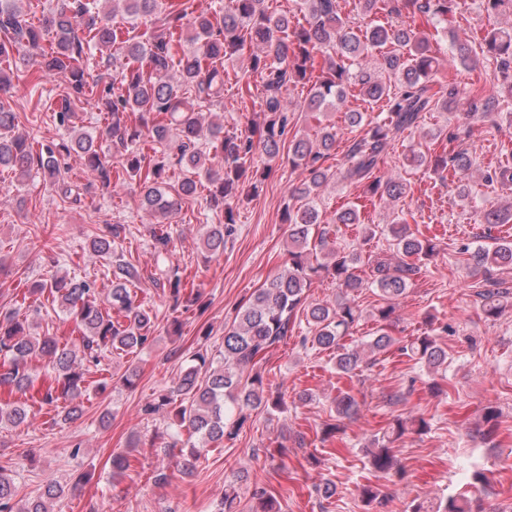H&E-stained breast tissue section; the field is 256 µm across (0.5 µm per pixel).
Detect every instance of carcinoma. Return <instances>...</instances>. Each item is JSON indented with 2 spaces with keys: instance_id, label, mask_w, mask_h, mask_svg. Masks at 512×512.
<instances>
[{
  "instance_id": "obj_1",
  "label": "carcinoma",
  "mask_w": 512,
  "mask_h": 512,
  "mask_svg": "<svg viewBox=\"0 0 512 512\" xmlns=\"http://www.w3.org/2000/svg\"><path fill=\"white\" fill-rule=\"evenodd\" d=\"M19 2L0 0V92L12 85V73L1 63L22 47L40 49L43 33L54 31L56 45L44 58L42 70L48 75L62 73L67 79L68 91L53 115L66 137L34 148L25 134L16 131L15 112L0 101V171L14 174L19 182L40 174L61 199L77 204L80 186L62 175L58 157L77 154L87 171L107 186L112 169L119 166L139 189L142 208L156 218L153 240L159 251L173 246L165 224L183 204L199 197L205 181L209 210L222 213L223 221L210 225L204 248L210 256L224 253L226 238L237 224L231 202L257 195L267 177L268 169L252 166L254 156L261 153L274 160L280 154L289 125L286 96L290 89L310 85L303 105L307 112L336 108L352 89L370 103H382L373 117L365 112L345 113L347 127L366 125L368 129L334 167L327 161L336 151V126L320 127L313 139L293 137L288 144L290 162L306 176L291 191L295 203L282 214V223L288 225L283 269L254 291L238 308L232 324L224 327L219 359L197 352L172 386L145 403L144 414H166L173 435L187 433L190 450L179 461L183 473L191 472L195 460L212 444L236 440L251 411L262 406L269 413H280L286 408L282 396L265 390L262 374L253 367L293 331L298 315L305 319L303 343L335 352L336 371L343 374L359 370L367 355L386 353L396 345L389 333L396 301L420 274L423 261L437 252V244L411 231L403 211L381 227L392 239L391 253L370 255L365 261L361 253L336 246L328 228L315 236L311 231L321 223V188L332 180L359 184L370 198L396 202L403 197L406 183L376 175L391 142L418 127L423 113L452 112L456 107V90L437 79L439 61L430 34L398 20L397 0H356L362 14L385 15L384 20L358 31L343 21L336 0H296L297 11L309 16L304 24L269 11L266 0H226L212 13L197 12L195 0H177L175 8L165 7L163 0H61V6L36 25L24 18ZM460 5L461 0H404V6L430 17L445 32ZM479 6L489 16L508 18V26L487 31L476 50L452 37L448 65L469 69L481 57L504 73V90L512 95V0H480ZM120 12L130 25L125 36L113 24ZM178 32L186 33L193 49L177 57L174 35ZM93 50L127 59V66L103 87L89 66ZM245 54L248 73L259 79L263 119L244 132L226 134L224 124L203 122L201 104H224L225 65ZM319 54L324 58L321 65L316 62ZM374 57L381 58L379 72L365 65ZM79 103L91 104L103 114L112 153H104L96 138L76 129ZM441 138L452 141L458 134L448 132L446 126L420 134L417 147L404 156L407 167L433 172L452 168L459 182L458 195L468 200L473 153L434 155L429 143ZM145 139L157 145L152 156L139 148ZM174 165L183 177L166 189ZM511 219L512 205L485 212L481 223L505 224ZM331 223L360 224L361 213L347 206L334 212ZM123 231V225L114 224L109 232L96 236L91 243L93 256L111 255ZM461 253L473 269L512 267V240L497 238L490 245L466 247ZM360 264L368 266V277L357 274ZM322 277L336 282L340 300L334 306L307 302V289ZM138 279L131 263L112 268L109 310L98 303L95 283L65 272L35 285L33 292H48L61 312L75 320L79 343L35 336L27 321L12 315L0 318V356L5 358L0 364V387L26 394L34 381L31 362L43 359L54 373V384L41 402L67 403V417H80L82 408L76 399L85 390L91 368L108 353L141 350L153 340L156 316L137 301ZM369 287L376 288L382 300L374 314L377 327L364 347H351L343 340L361 317L356 297ZM483 308L488 317L500 313L499 289L486 292ZM398 350L433 373L448 367V351L434 334L423 333ZM333 404L340 417L353 414L357 406L348 391L338 392ZM29 418L24 402L8 409L0 406V425L17 427ZM427 428L422 418L396 421L390 434L373 440V447L367 449L370 468L403 478L405 471L389 444L409 430L421 434ZM76 489L75 483L66 488L49 482L17 508L14 480L0 470V512H51L50 501ZM253 499L257 503L253 512H280L277 500L262 487L254 489ZM410 512H472V508L464 492L415 503Z\"/></svg>"
}]
</instances>
